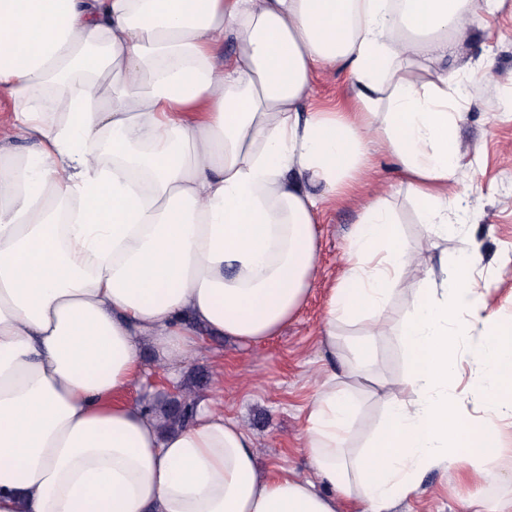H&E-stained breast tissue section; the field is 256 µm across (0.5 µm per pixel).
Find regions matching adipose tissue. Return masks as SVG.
Wrapping results in <instances>:
<instances>
[{
	"mask_svg": "<svg viewBox=\"0 0 512 512\" xmlns=\"http://www.w3.org/2000/svg\"><path fill=\"white\" fill-rule=\"evenodd\" d=\"M472 24L470 0H0V512H395L452 464L502 483L499 437L461 420L448 381L480 322L470 391L512 426V320L489 312L471 256L411 251L381 191L331 289L322 346L362 332L304 415L312 475L261 474L214 405L164 431L126 398L144 347L182 360L202 333L279 334L310 292L320 211L355 199L377 154L397 160L430 249L466 224L463 114L437 64ZM324 67L351 77L332 110L311 103ZM50 84L59 119L38 97ZM410 267L420 283L388 326ZM392 334L399 380L373 369ZM368 396L384 411L357 449Z\"/></svg>",
	"mask_w": 512,
	"mask_h": 512,
	"instance_id": "obj_1",
	"label": "adipose tissue"
}]
</instances>
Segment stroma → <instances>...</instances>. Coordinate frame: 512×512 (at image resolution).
Segmentation results:
<instances>
[{
  "mask_svg": "<svg viewBox=\"0 0 512 512\" xmlns=\"http://www.w3.org/2000/svg\"><path fill=\"white\" fill-rule=\"evenodd\" d=\"M475 24L459 49L458 60L447 63L457 74L465 97L458 104L464 114L460 126L462 154L457 191L480 202L481 212L449 237V256L478 246L477 275L492 288L491 310L512 318V6L498 0H472ZM492 68L496 81L484 78ZM386 188L393 218L412 251L425 253L429 231L410 200L394 159L379 156L370 184ZM359 208L350 203L326 206L318 226V251L311 290L295 320L278 336L253 346L215 337L204 338L188 359L161 362L144 352L145 380L129 392L130 400L154 408L171 394L212 402L225 417L239 421L254 438L262 469L270 474L291 469L311 471L307 456L299 452L305 408L315 392V380L333 362L319 344L329 291L341 270L343 255L358 220ZM480 327H472L460 342L461 355L452 393L462 417L478 421L481 404L468 392L471 372L469 351L480 340ZM504 486L482 487L460 482L455 469L428 473L422 492L403 503L402 512H471L469 504L491 502Z\"/></svg>",
  "mask_w": 512,
  "mask_h": 512,
  "instance_id": "35a3bbf8",
  "label": "stroma"
}]
</instances>
